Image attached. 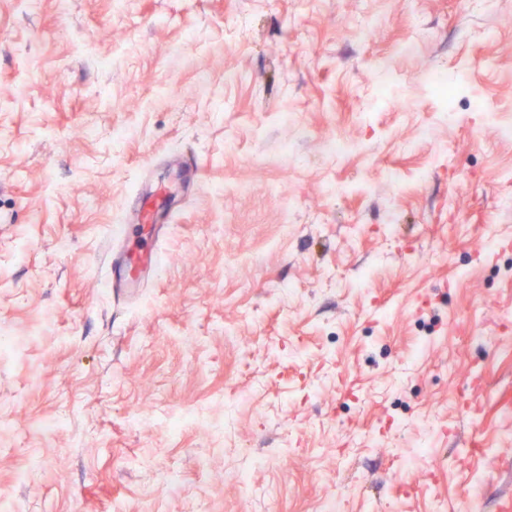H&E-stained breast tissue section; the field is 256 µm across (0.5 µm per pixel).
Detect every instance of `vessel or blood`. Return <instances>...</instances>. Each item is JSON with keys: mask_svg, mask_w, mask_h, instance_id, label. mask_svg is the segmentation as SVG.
Masks as SVG:
<instances>
[{"mask_svg": "<svg viewBox=\"0 0 512 512\" xmlns=\"http://www.w3.org/2000/svg\"><path fill=\"white\" fill-rule=\"evenodd\" d=\"M164 205L165 197L160 193L139 198L137 207L127 211L121 224L114 229L108 281L110 290L124 292L140 284L149 273L157 271L160 257L149 247L148 241L162 230L159 219Z\"/></svg>", "mask_w": 512, "mask_h": 512, "instance_id": "obj_1", "label": "vessel or blood"}]
</instances>
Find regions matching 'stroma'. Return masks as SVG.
<instances>
[{
	"label": "stroma",
	"mask_w": 512,
	"mask_h": 512,
	"mask_svg": "<svg viewBox=\"0 0 512 512\" xmlns=\"http://www.w3.org/2000/svg\"><path fill=\"white\" fill-rule=\"evenodd\" d=\"M511 120L512 0H0V497L499 512ZM159 187L163 266L112 298L110 229ZM422 80L428 88L432 97L439 101L444 109L445 115L451 112V102L460 91L461 84L456 80H448V74L438 70H428L422 74Z\"/></svg>",
	"instance_id": "stroma-1"
}]
</instances>
